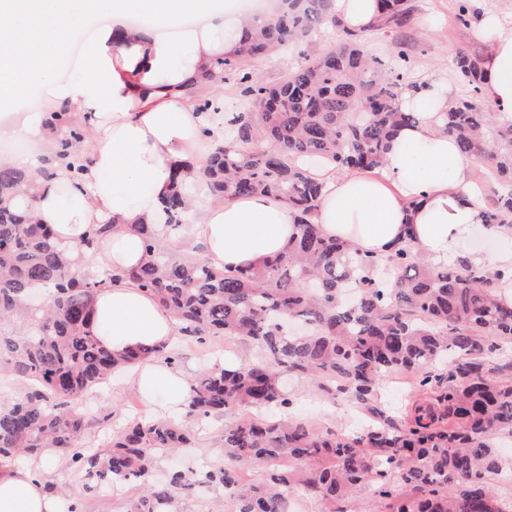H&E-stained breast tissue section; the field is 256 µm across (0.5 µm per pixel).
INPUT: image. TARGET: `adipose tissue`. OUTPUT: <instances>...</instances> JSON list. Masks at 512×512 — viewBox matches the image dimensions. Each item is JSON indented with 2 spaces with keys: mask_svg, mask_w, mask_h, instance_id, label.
Returning <instances> with one entry per match:
<instances>
[{
  "mask_svg": "<svg viewBox=\"0 0 512 512\" xmlns=\"http://www.w3.org/2000/svg\"><path fill=\"white\" fill-rule=\"evenodd\" d=\"M139 28L128 25L129 0H75L74 9L34 15L40 29L72 31L94 24L78 59L59 78L57 57H42L44 78L17 88L19 60L0 43V94L22 102L38 96L41 106L1 112L0 137L33 143L35 156L11 164L27 169L33 187H19L10 206L48 225L55 242L89 273L106 269L121 281L97 291L89 331L114 357L141 347L150 357L128 370L142 399L162 416L185 414L190 386L185 371L167 366L160 353L177 340L176 322L126 275L145 260L139 225L163 226V201L182 164L200 165L224 138V115L202 107L209 90L222 87L224 59L240 47L246 20L262 23L263 11L244 17L225 0H151ZM105 26H97L100 17ZM475 35L488 44L481 94L503 124H512V15L486 11ZM454 99L448 81L434 79L403 93L398 108L415 119L397 129L378 172L335 173L320 168L323 195L312 217L323 235L384 259L408 245L435 266L461 260L501 273L512 289V226L483 221L481 189L471 163L442 133V114ZM53 112L90 128L76 148L63 150L49 124ZM81 171H74V164ZM190 235L201 257L219 269H237L281 253L298 232L286 203L266 194L230 202L191 205ZM93 224L109 225L99 246L83 239ZM497 243L494 252L474 237ZM59 490L31 467L0 465V512H61Z\"/></svg>",
  "mask_w": 512,
  "mask_h": 512,
  "instance_id": "obj_1",
  "label": "adipose tissue"
}]
</instances>
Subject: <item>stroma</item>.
Here are the masks:
<instances>
[{
	"label": "stroma",
	"mask_w": 512,
	"mask_h": 512,
	"mask_svg": "<svg viewBox=\"0 0 512 512\" xmlns=\"http://www.w3.org/2000/svg\"><path fill=\"white\" fill-rule=\"evenodd\" d=\"M416 7L415 19L400 33L406 43L407 67L412 80L422 82L444 78L454 84L459 96L465 97L470 88L448 65L450 53L459 48L484 50L485 44L474 34L473 27L455 23L457 0H412ZM338 38L328 31L296 45L290 56H274L263 61H253L248 65L250 73L258 75L267 85L282 81L290 70L293 59L303 56L318 58L335 50ZM240 342L210 338L202 343L181 344L177 368L196 375L205 365L223 356L242 352ZM289 391L294 400L296 414L306 423L320 431L331 430L339 434L354 436L362 432L372 422L371 415L364 409L355 408L344 397L326 400L312 378L291 380ZM423 395L414 374L407 371H393L383 377L378 401L393 422H400L409 412L413 401ZM78 408L91 422L92 445H99L107 438L111 429L99 422L101 412L115 410L118 419L129 417L152 418L153 413L145 409L134 390L115 382L82 397ZM245 415L244 410L229 408L223 417L211 420L197 436L196 448L176 456L171 464L175 467H193L201 459L216 460L222 453L215 437L218 428L236 423ZM50 479L65 486L70 500L82 502L85 512H126L135 496L134 489H125L119 495L107 490H91L86 485L83 473L69 468H57Z\"/></svg>",
	"instance_id": "1"
}]
</instances>
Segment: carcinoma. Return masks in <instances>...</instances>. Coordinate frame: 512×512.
<instances>
[{
  "label": "carcinoma",
  "instance_id": "cac0c4a2",
  "mask_svg": "<svg viewBox=\"0 0 512 512\" xmlns=\"http://www.w3.org/2000/svg\"><path fill=\"white\" fill-rule=\"evenodd\" d=\"M378 2L370 32L401 28L415 10L411 0ZM457 2L455 20L467 26L478 11L471 0ZM323 28L338 31L336 51L296 62L279 84L246 72L249 62ZM8 33L22 51L41 38L32 25ZM364 36L343 25L331 0H282L259 32L244 34L239 54L221 62L261 111L224 120L231 137L199 168V181L219 201L265 193L288 204L299 233L285 250L256 265L217 269L189 254L172 256L153 226L143 224L147 260L128 278L174 317L186 342L222 336L256 350L235 369L215 363L191 378L194 419L218 417L229 406L286 415L294 402L282 376L303 373L320 378L328 396L346 394L383 423L348 438L300 421L247 417L219 431V463L173 470L164 479L154 478L161 461L191 444L190 429L178 419L134 421L87 447L90 423L75 402L146 353L115 358L85 330L93 296L116 277L81 272L44 225L12 210L9 198L33 177L0 167V369L24 383L18 396L0 400L1 463L19 465L53 448L92 490L138 484L130 512H184L180 494L203 488L233 494L237 512H289L295 492L334 505L365 485L375 487L384 512H501L485 477L499 470L494 437L512 434V380L489 374L481 360L485 351L512 344V302L497 293L499 274L462 261L431 266L408 245L384 260L357 256L312 222L323 184L301 161L375 170L394 130L414 119L396 108L401 93L416 86L405 71L404 43L394 44L388 63L364 55ZM483 60L464 50L451 55L472 95L443 113V130L463 155L495 162L509 189L486 206L484 223L512 225V125L497 124L493 138L486 136L494 115L481 96ZM51 123L66 129V150L85 137L64 112L51 113ZM265 142L274 148H262ZM194 187L174 176L167 232L185 225ZM450 355L447 390L417 401L402 427L385 418L376 401L384 373L412 372L425 388ZM250 465L270 467L266 480L245 482L241 470Z\"/></svg>",
  "mask_w": 512,
  "mask_h": 512
}]
</instances>
